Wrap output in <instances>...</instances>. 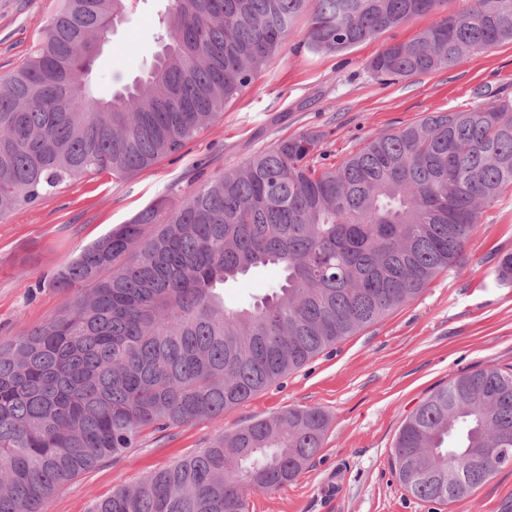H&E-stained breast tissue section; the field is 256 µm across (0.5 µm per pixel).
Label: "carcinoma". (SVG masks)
I'll list each match as a JSON object with an SVG mask.
<instances>
[{
	"label": "carcinoma",
	"mask_w": 512,
	"mask_h": 512,
	"mask_svg": "<svg viewBox=\"0 0 512 512\" xmlns=\"http://www.w3.org/2000/svg\"><path fill=\"white\" fill-rule=\"evenodd\" d=\"M129 0H61L25 63L0 78V218L67 180L126 176L178 152L278 55L296 17L336 51L443 0H169L152 67L110 100L88 75ZM512 41V0H470L369 63L381 78L457 66ZM322 135L280 140L238 169L147 207L63 265L85 287L0 345V512H49L54 493L145 434L243 403L461 268L483 209L512 188V105L435 112L334 168ZM269 265L271 294L230 307L224 285ZM327 418L290 408L120 488L92 512H249L319 452ZM512 462V368L462 373L400 428L394 473L427 502L469 496Z\"/></svg>",
	"instance_id": "carcinoma-1"
}]
</instances>
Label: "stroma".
Returning a JSON list of instances; mask_svg holds the SVG:
<instances>
[{"mask_svg":"<svg viewBox=\"0 0 512 512\" xmlns=\"http://www.w3.org/2000/svg\"><path fill=\"white\" fill-rule=\"evenodd\" d=\"M166 0H134L114 25L89 76L95 97L111 98L160 49L158 16ZM468 0H445L375 39L335 52L302 43L298 18L285 48L177 154L135 175H94L63 183L37 205L0 220V343L66 309L75 290L53 288L57 269L146 206L180 197L204 180L239 168L256 153L306 130L323 140L314 156L330 168L381 134L434 112L486 99L512 101V42L469 55L452 69L391 81L369 61L388 44L406 42ZM58 0H0V76L28 59ZM512 252V189L486 207L463 268L438 275L408 306L350 336L234 409L140 440L58 490L50 512H91L122 487L205 448L257 417L317 407L328 420L325 441L292 482L248 496L249 512H512V462L466 499L439 505L408 494L391 453L405 419L433 390L476 369L512 367V284L495 276ZM283 276L270 266L225 289L226 301L263 298Z\"/></svg>","mask_w":512,"mask_h":512,"instance_id":"obj_1","label":"stroma"}]
</instances>
